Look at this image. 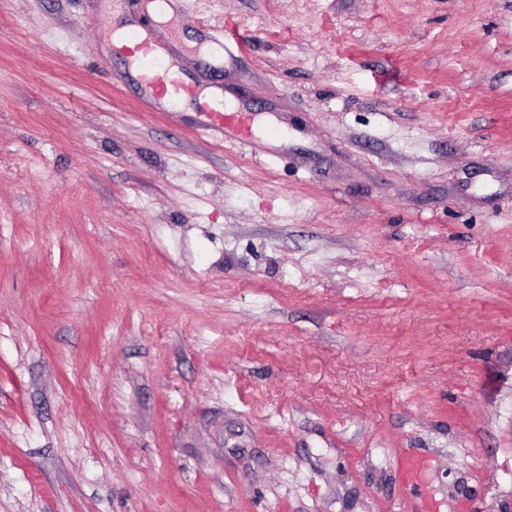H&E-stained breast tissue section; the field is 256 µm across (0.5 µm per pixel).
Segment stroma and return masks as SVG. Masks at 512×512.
<instances>
[{
    "label": "stroma",
    "mask_w": 512,
    "mask_h": 512,
    "mask_svg": "<svg viewBox=\"0 0 512 512\" xmlns=\"http://www.w3.org/2000/svg\"><path fill=\"white\" fill-rule=\"evenodd\" d=\"M128 17L0 0V512H416L405 454L503 512L512 0H190L256 153L141 105ZM238 31L233 30H215L206 28L202 35L201 44H208L211 48L217 50L222 56H227L229 61H234L237 54H242L246 48L241 40Z\"/></svg>",
    "instance_id": "stroma-1"
}]
</instances>
